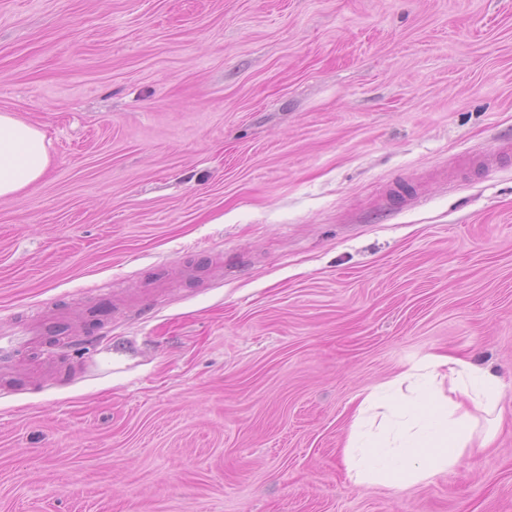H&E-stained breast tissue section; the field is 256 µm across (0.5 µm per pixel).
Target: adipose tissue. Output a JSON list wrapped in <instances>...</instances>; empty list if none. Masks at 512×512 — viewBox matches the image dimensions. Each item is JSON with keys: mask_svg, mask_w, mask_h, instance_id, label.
<instances>
[{"mask_svg": "<svg viewBox=\"0 0 512 512\" xmlns=\"http://www.w3.org/2000/svg\"><path fill=\"white\" fill-rule=\"evenodd\" d=\"M48 165L44 133L0 113V198L35 185ZM501 393L488 369L460 360L445 364L433 355L363 393L345 447L355 483L402 489L453 469L469 449L489 447L488 421L498 413Z\"/></svg>", "mask_w": 512, "mask_h": 512, "instance_id": "ef3b65f1", "label": "adipose tissue"}]
</instances>
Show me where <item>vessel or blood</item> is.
<instances>
[{
	"label": "vessel or blood",
	"mask_w": 512,
	"mask_h": 512,
	"mask_svg": "<svg viewBox=\"0 0 512 512\" xmlns=\"http://www.w3.org/2000/svg\"><path fill=\"white\" fill-rule=\"evenodd\" d=\"M71 317L43 309L19 322L11 334L0 336V372L11 373L19 359L36 347L50 343L68 344Z\"/></svg>",
	"instance_id": "obj_1"
}]
</instances>
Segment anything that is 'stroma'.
<instances>
[{
	"instance_id": "1",
	"label": "stroma",
	"mask_w": 512,
	"mask_h": 512,
	"mask_svg": "<svg viewBox=\"0 0 512 512\" xmlns=\"http://www.w3.org/2000/svg\"><path fill=\"white\" fill-rule=\"evenodd\" d=\"M0 512H512V0H0ZM98 313L87 321L85 310ZM503 385L490 447L404 490L345 462L426 356ZM48 165L45 134L8 112L0 113V198L18 196L35 185ZM70 325V314H57L46 308L19 322L10 335L0 336V372L11 373L19 359L35 347L52 341L56 344L75 342L68 332Z\"/></svg>"
}]
</instances>
